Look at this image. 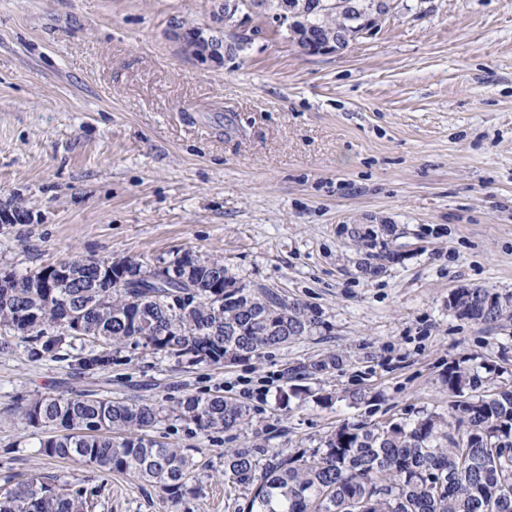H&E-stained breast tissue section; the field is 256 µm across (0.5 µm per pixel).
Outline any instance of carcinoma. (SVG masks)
Here are the masks:
<instances>
[{
  "label": "carcinoma",
  "mask_w": 512,
  "mask_h": 512,
  "mask_svg": "<svg viewBox=\"0 0 512 512\" xmlns=\"http://www.w3.org/2000/svg\"><path fill=\"white\" fill-rule=\"evenodd\" d=\"M306 18L316 37L346 23L336 0ZM133 283L99 288L112 274V257L62 262L67 275L48 266L0 277V350L25 343L30 357L56 361L66 352L83 375L109 374L124 348L142 349L190 366L217 365L259 356L263 350L311 336L322 312L306 303L276 302L270 288H250L227 275L219 260L185 253L170 262L181 288H146L155 267L124 259ZM459 316L492 323L504 314L490 288H463L448 298ZM79 315L83 331L70 325ZM340 353L288 369L285 399L310 392L295 384L336 368ZM485 374L457 361L443 376L452 401L448 415L432 412L413 420L344 423L311 451L268 449L260 444L224 453V482L248 492L247 512H512V390L485 388ZM24 424L44 431L40 453L75 458L102 474L134 473L179 497L190 479L191 460L149 435L174 418L213 433L249 423L248 405L220 394L190 395L169 408L150 402L107 399L94 393L20 398ZM261 483L253 486L257 471ZM93 498L37 475L0 494V512H89Z\"/></svg>",
  "instance_id": "obj_1"
}]
</instances>
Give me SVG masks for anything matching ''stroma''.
Wrapping results in <instances>:
<instances>
[{"label":"stroma","mask_w":512,"mask_h":512,"mask_svg":"<svg viewBox=\"0 0 512 512\" xmlns=\"http://www.w3.org/2000/svg\"><path fill=\"white\" fill-rule=\"evenodd\" d=\"M214 0H0V267L23 274L74 256L143 265L190 252L323 313L314 335L244 362L193 368L123 350L111 377L0 352V488L38 474L95 490L94 512H236L224 451L252 440L312 449L336 426L447 411L452 362L497 367L512 386V316H458L448 297L512 301V0H401L357 43L307 57L270 31L203 64L171 23L214 25ZM396 251L362 274L353 228ZM339 352L309 377L327 405L278 401L288 367ZM173 404L218 393L242 428L154 438L185 449L194 479L171 498L136 475H102L38 448L22 396L85 389ZM365 401L353 402L356 392Z\"/></svg>","instance_id":"35a3bbf8"}]
</instances>
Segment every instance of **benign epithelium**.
I'll use <instances>...</instances> for the list:
<instances>
[{
  "instance_id": "obj_1",
  "label": "benign epithelium",
  "mask_w": 512,
  "mask_h": 512,
  "mask_svg": "<svg viewBox=\"0 0 512 512\" xmlns=\"http://www.w3.org/2000/svg\"><path fill=\"white\" fill-rule=\"evenodd\" d=\"M398 0H377L373 11L369 12L353 28L343 31L339 36H330L317 42L311 41L303 34L302 26L307 16L306 0H279L274 11L269 10L268 0H249L245 10H240L238 0H224L220 3L216 16L224 27L241 30V34L229 43H223V48L215 49L218 38L213 35V29L197 27L192 34L193 44H186L185 32L181 26L171 25L168 29L169 38L180 44L185 52L202 63H217L224 60L228 50L242 49L248 41L246 30L250 23L249 17L261 16L269 24L271 30L289 36L299 50L311 57L333 54L340 49V44L359 38L378 26L386 16L397 7Z\"/></svg>"
}]
</instances>
